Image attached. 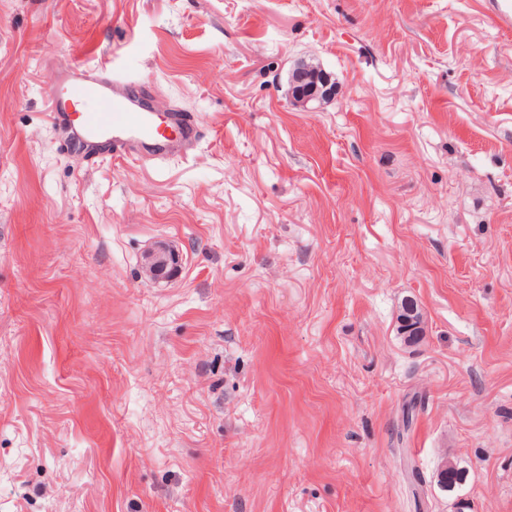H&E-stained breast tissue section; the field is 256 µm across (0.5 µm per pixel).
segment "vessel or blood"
<instances>
[{
    "label": "vessel or blood",
    "instance_id": "1",
    "mask_svg": "<svg viewBox=\"0 0 512 512\" xmlns=\"http://www.w3.org/2000/svg\"><path fill=\"white\" fill-rule=\"evenodd\" d=\"M55 102L56 121L84 140L110 144L116 158L161 159L197 132L190 115L155 111L143 104L135 83L100 70H74Z\"/></svg>",
    "mask_w": 512,
    "mask_h": 512
}]
</instances>
